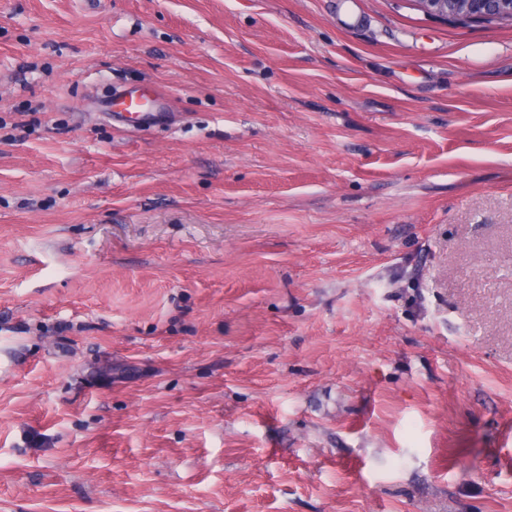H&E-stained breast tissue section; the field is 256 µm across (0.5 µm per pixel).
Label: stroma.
I'll return each mask as SVG.
<instances>
[{"instance_id": "obj_1", "label": "stroma", "mask_w": 512, "mask_h": 512, "mask_svg": "<svg viewBox=\"0 0 512 512\" xmlns=\"http://www.w3.org/2000/svg\"><path fill=\"white\" fill-rule=\"evenodd\" d=\"M346 4L0 0V512H512V24Z\"/></svg>"}]
</instances>
